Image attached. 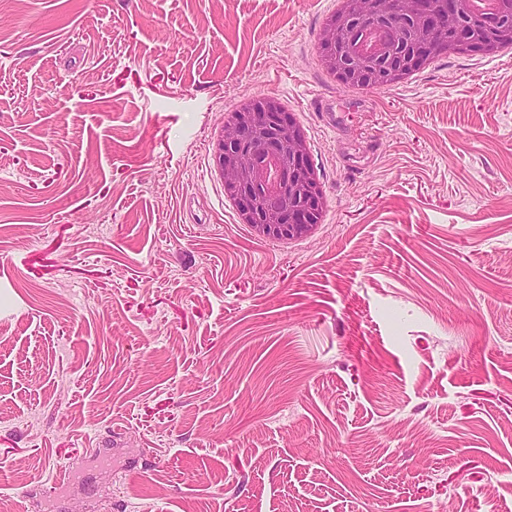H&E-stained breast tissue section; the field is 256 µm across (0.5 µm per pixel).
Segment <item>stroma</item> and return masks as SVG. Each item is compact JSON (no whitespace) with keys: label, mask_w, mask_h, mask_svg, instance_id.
I'll return each instance as SVG.
<instances>
[{"label":"stroma","mask_w":512,"mask_h":512,"mask_svg":"<svg viewBox=\"0 0 512 512\" xmlns=\"http://www.w3.org/2000/svg\"><path fill=\"white\" fill-rule=\"evenodd\" d=\"M339 6L0 0L15 512L512 510V50L347 85ZM268 98L320 176L298 240L217 171Z\"/></svg>","instance_id":"1"}]
</instances>
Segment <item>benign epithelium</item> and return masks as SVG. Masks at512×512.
<instances>
[{
    "mask_svg": "<svg viewBox=\"0 0 512 512\" xmlns=\"http://www.w3.org/2000/svg\"><path fill=\"white\" fill-rule=\"evenodd\" d=\"M468 0H342L320 32L324 65L347 83L375 86L399 78L425 58L446 52H481L512 46V0H489L485 14L468 16ZM394 4L388 10L386 4ZM399 24L369 48L358 45L373 19ZM288 165V180L270 178L262 158ZM216 160L224 187L244 223L264 235L301 238L317 226L322 193L304 132L278 101L246 105L222 126Z\"/></svg>",
    "mask_w": 512,
    "mask_h": 512,
    "instance_id": "benign-epithelium-1",
    "label": "benign epithelium"
}]
</instances>
